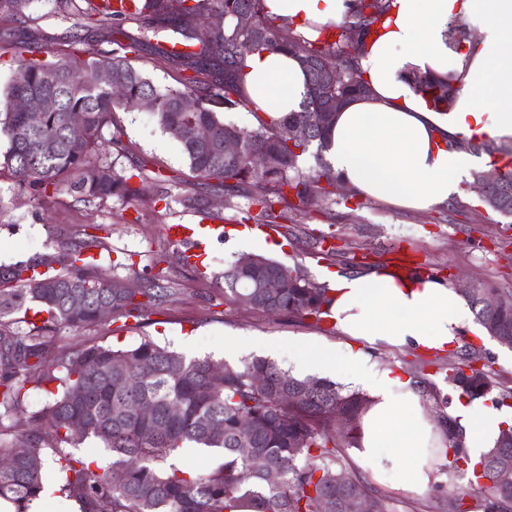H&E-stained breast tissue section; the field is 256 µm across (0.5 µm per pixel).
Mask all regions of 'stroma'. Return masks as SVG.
I'll return each mask as SVG.
<instances>
[{"label": "stroma", "instance_id": "35a3bbf8", "mask_svg": "<svg viewBox=\"0 0 512 512\" xmlns=\"http://www.w3.org/2000/svg\"><path fill=\"white\" fill-rule=\"evenodd\" d=\"M109 30V25L77 11L62 12L56 0H31L23 22L0 17V84L7 82L18 57L41 58L63 50L70 34L78 36L82 52L112 50ZM129 60L160 86H177L182 77L177 65L161 59L154 42L130 55ZM115 120L125 132L123 146L110 152L106 160L119 169L141 170L145 191L136 201L110 199L88 207L61 193L36 202L29 190L19 188L10 171L0 172V265L53 252L56 229L79 231L87 224H104L108 236L101 266L110 279L127 283L132 271L150 276L160 267L178 290L147 324L128 326L119 318L76 336L65 335V343L79 339L130 348L149 338L179 352L183 338L190 336L194 339L191 356L234 365L244 358L268 356L282 367L289 347L313 339L338 342L339 334L330 320L319 322L286 314L270 317L222 302L212 275L241 256L233 233L246 227L265 231L254 253H263L265 244L278 245L275 260L298 268L317 284L326 271L348 275L385 268L390 248L400 246L417 263L430 268L432 276L456 289L480 283L503 292L512 290V225L501 223L474 188L475 173L495 168L489 154L474 155L473 173L463 178L456 197L426 211L338 195L292 211L277 203L273 206L274 222L258 216L245 222L241 219L245 198L228 201L222 190L211 189L213 210L221 217L225 234L220 239L204 235L205 268L200 271L183 262L179 247L168 241L165 227L196 225L201 215L175 202L158 201L154 182L164 180L167 188L177 193L206 188L203 179L190 171L177 141L164 133L150 114L119 112ZM329 247L334 248V255H326ZM129 261L134 264L130 270L125 267ZM239 336L252 339V347L225 350V339ZM472 350L480 354L479 366L485 367L502 388H512V350L468 329L441 352L382 347L374 351L373 358L401 376L427 378L445 394L449 387L442 382L444 372L449 364L461 363L464 354ZM374 486L383 495L388 512H455L457 508L459 492L449 486L444 473L439 476L438 487L424 492H395L379 480Z\"/></svg>", "mask_w": 512, "mask_h": 512}]
</instances>
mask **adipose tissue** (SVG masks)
I'll list each match as a JSON object with an SVG mask.
<instances>
[{
  "mask_svg": "<svg viewBox=\"0 0 512 512\" xmlns=\"http://www.w3.org/2000/svg\"><path fill=\"white\" fill-rule=\"evenodd\" d=\"M296 34L316 38L349 14L352 0H265ZM479 27L476 42L448 45V25ZM246 87L266 115L299 111L307 93L298 60L281 52L250 55ZM358 64L370 92L340 109L329 132L327 161L357 194L423 211L459 192L467 155L455 141L512 139V0H393ZM454 75L460 90L448 110L415 89L414 73ZM329 317L341 340L306 342L292 359L299 374H340L367 391L355 450L374 478L390 477L402 492L434 482L432 459L448 441L411 379L381 367L365 345L441 351L458 340L472 312L463 296L435 277L389 270L327 274ZM449 416L462 429L472 461L494 447L512 413L490 398L452 394Z\"/></svg>",
  "mask_w": 512,
  "mask_h": 512,
  "instance_id": "adipose-tissue-1",
  "label": "adipose tissue"
}]
</instances>
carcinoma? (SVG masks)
Wrapping results in <instances>:
<instances>
[{
  "mask_svg": "<svg viewBox=\"0 0 512 512\" xmlns=\"http://www.w3.org/2000/svg\"><path fill=\"white\" fill-rule=\"evenodd\" d=\"M393 0H360L354 11L323 39L307 40L282 35L288 23L265 8L264 0H140L116 21L140 23L139 42L180 44L188 51L164 50L166 59L192 71L178 87L157 86L135 68L127 54L134 43L112 40V55L73 54L52 60L21 59L0 87V138L8 147L3 164L38 201L47 191L65 192L89 206L116 198H138L143 186L137 174L118 171L103 156L122 149V129L114 124L117 112L141 109L152 103L150 115L179 142L190 170L224 188L225 200L244 196L271 217L273 204L293 210L309 197L326 200L336 194L338 177L323 158L326 138L336 112H327L340 94L349 100L368 93L357 64L371 28L390 11ZM30 0H0V15L23 18ZM249 12L253 27L237 29L235 15ZM211 25L205 45L194 35L199 23ZM286 52L297 57L306 72L307 95L301 111L279 119L258 118V127L242 128L224 119L240 106L260 108L245 90L246 58L260 52ZM107 69L108 84L95 81ZM416 87L436 106H447L460 88L454 78L430 80L414 75ZM52 97L56 108L33 127L26 113L14 110L18 97ZM194 103L183 109L184 100ZM322 110V121L304 136L297 126L309 111ZM81 120L85 133L75 138L69 122ZM206 127L208 141L196 139L194 130ZM240 140L241 152L224 155V138ZM317 164L305 174L301 158L310 148ZM260 151L267 158L258 174L250 172V156ZM185 209L211 213L210 197L187 190L177 197ZM503 218H512V173H501L483 199ZM93 234L76 242L58 232L52 253L0 268V499L27 512L43 488L44 456L64 461L61 491L79 504L80 512H226L230 503H255L261 512H336L354 495L376 497L370 484L343 468L345 450L358 442L360 415L368 399L359 392H343L341 385L321 377L297 378L274 363L254 358L240 367L220 366L209 359H188L148 339L128 349L86 343L59 344L61 332H79L100 326L118 316L140 325L157 308L170 301L176 289L158 272L135 287L116 295L102 275L99 260L90 255L104 246V224H91ZM224 299L238 302L240 295L255 298L253 309L267 314L327 317V289L283 263L259 254L243 266L236 260L214 275ZM495 293L500 305L489 310L480 296ZM80 295L75 309L70 300ZM476 322L499 345L512 349V291L500 293L480 286L465 294ZM112 305L104 317L100 308ZM465 357L466 366H448V384L469 397L497 393L492 402L502 407L512 400V390L497 385L483 368ZM260 375L266 387L255 389L251 378ZM56 384L54 399L29 411L30 393ZM147 401L155 408L146 418L134 406ZM345 416V428L336 431L333 417ZM28 415V428L14 430L13 420ZM251 421L255 434L247 437L242 425ZM452 460L448 472L471 475L469 496L481 512H512V485L495 482L494 472L512 467V425L502 429L496 444L481 460L469 466L467 448L449 417L441 419ZM96 440L112 455L98 474L94 461L73 454L86 441ZM218 448L222 461L198 472L184 467L187 445ZM27 448L30 455L17 456ZM279 481L266 479L269 470ZM121 471L120 482L112 473Z\"/></svg>",
  "mask_w": 512,
  "mask_h": 512,
  "instance_id": "carcinoma-1",
  "label": "carcinoma"
}]
</instances>
